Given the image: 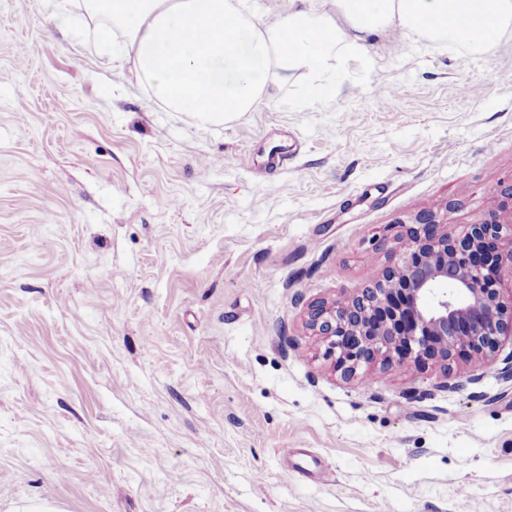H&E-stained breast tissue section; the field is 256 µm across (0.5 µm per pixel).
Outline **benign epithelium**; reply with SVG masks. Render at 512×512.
Returning <instances> with one entry per match:
<instances>
[{"label":"benign epithelium","instance_id":"obj_1","mask_svg":"<svg viewBox=\"0 0 512 512\" xmlns=\"http://www.w3.org/2000/svg\"><path fill=\"white\" fill-rule=\"evenodd\" d=\"M396 263L370 275L353 297L309 306L307 326L327 345L344 377L394 358L463 352L492 360L512 337V302L503 300L501 248L512 254V185L477 224L448 233L433 211L405 228Z\"/></svg>","mask_w":512,"mask_h":512}]
</instances>
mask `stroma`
Wrapping results in <instances>:
<instances>
[{"mask_svg": "<svg viewBox=\"0 0 512 512\" xmlns=\"http://www.w3.org/2000/svg\"><path fill=\"white\" fill-rule=\"evenodd\" d=\"M67 9L0 0V512H512L501 359L346 378L305 327L512 184V33L386 31L202 123Z\"/></svg>", "mask_w": 512, "mask_h": 512, "instance_id": "stroma-1", "label": "stroma"}]
</instances>
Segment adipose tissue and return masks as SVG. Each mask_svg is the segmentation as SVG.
Segmentation results:
<instances>
[{"mask_svg": "<svg viewBox=\"0 0 512 512\" xmlns=\"http://www.w3.org/2000/svg\"><path fill=\"white\" fill-rule=\"evenodd\" d=\"M117 66L168 111L214 122L253 110L301 72L320 98L337 66H368L371 36L400 31L481 50L512 31V0H83Z\"/></svg>", "mask_w": 512, "mask_h": 512, "instance_id": "obj_1", "label": "adipose tissue"}]
</instances>
